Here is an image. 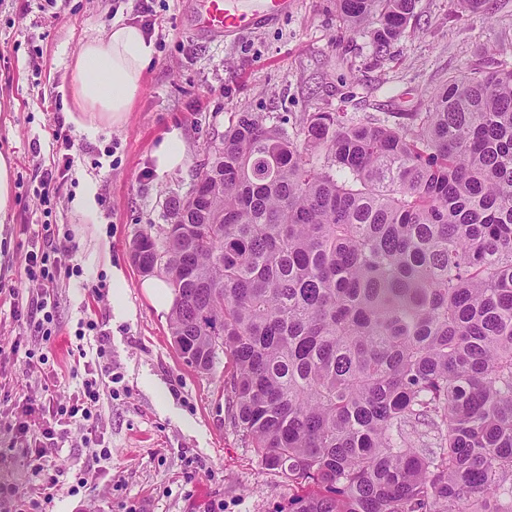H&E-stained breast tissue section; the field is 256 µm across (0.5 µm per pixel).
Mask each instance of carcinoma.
Listing matches in <instances>:
<instances>
[{
	"instance_id": "cac0c4a2",
	"label": "carcinoma",
	"mask_w": 512,
	"mask_h": 512,
	"mask_svg": "<svg viewBox=\"0 0 512 512\" xmlns=\"http://www.w3.org/2000/svg\"><path fill=\"white\" fill-rule=\"evenodd\" d=\"M383 51L415 0H336ZM242 112L168 206L170 332L232 372L281 512H512V68L450 76L411 122Z\"/></svg>"
}]
</instances>
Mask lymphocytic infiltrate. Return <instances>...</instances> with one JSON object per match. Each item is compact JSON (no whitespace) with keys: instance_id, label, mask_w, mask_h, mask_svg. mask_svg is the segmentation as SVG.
Listing matches in <instances>:
<instances>
[{"instance_id":"lymphocytic-infiltrate-1","label":"lymphocytic infiltrate","mask_w":512,"mask_h":512,"mask_svg":"<svg viewBox=\"0 0 512 512\" xmlns=\"http://www.w3.org/2000/svg\"><path fill=\"white\" fill-rule=\"evenodd\" d=\"M77 254L78 247L71 235L57 238L48 233L44 234L41 244L27 253L24 273L36 294L25 303L13 301L11 314L16 321H28L35 342L49 341L52 336L54 290L61 276L83 272L76 262ZM83 368L85 378L77 391L61 398L50 387H43L39 396H24L21 410L14 416L17 434L34 439V488L46 502L51 499V491L59 486L60 476L46 473L41 460L48 449L58 447L68 437L72 427L82 430L85 443L98 445L95 460L107 461L112 457L111 450L103 445L99 425L101 394L111 388L113 380L112 360L105 343H98L94 359L84 362Z\"/></svg>"}]
</instances>
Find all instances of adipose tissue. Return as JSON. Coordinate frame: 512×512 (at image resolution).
<instances>
[{
    "mask_svg": "<svg viewBox=\"0 0 512 512\" xmlns=\"http://www.w3.org/2000/svg\"><path fill=\"white\" fill-rule=\"evenodd\" d=\"M155 45L141 26L118 20L106 36L86 40L72 65L75 125L125 122L142 86Z\"/></svg>",
    "mask_w": 512,
    "mask_h": 512,
    "instance_id": "obj_1",
    "label": "adipose tissue"
}]
</instances>
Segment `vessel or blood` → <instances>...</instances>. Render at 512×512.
<instances>
[{"label": "vessel or blood", "mask_w": 512, "mask_h": 512, "mask_svg": "<svg viewBox=\"0 0 512 512\" xmlns=\"http://www.w3.org/2000/svg\"><path fill=\"white\" fill-rule=\"evenodd\" d=\"M289 0H199L194 18L197 30L219 34L236 35L262 22L274 21L285 15Z\"/></svg>", "instance_id": "vessel-or-blood-1"}]
</instances>
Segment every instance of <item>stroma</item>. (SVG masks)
Masks as SVG:
<instances>
[{"instance_id": "stroma-1", "label": "stroma", "mask_w": 512, "mask_h": 512, "mask_svg": "<svg viewBox=\"0 0 512 512\" xmlns=\"http://www.w3.org/2000/svg\"><path fill=\"white\" fill-rule=\"evenodd\" d=\"M144 4L153 14L155 55L132 112L119 127L73 125L67 87L82 44L106 35L116 19L138 20ZM495 4L475 16L458 0H417L381 58L368 30L340 23L336 0H294L279 22L228 39L194 28L197 0H0V153L13 160L15 198L0 226V287L28 296L25 257L45 224L73 235L83 267L55 290L41 373L0 361V512H19L32 479L29 443L12 428L18 395L48 384L63 397L80 386L74 356L80 342L93 340L80 333L91 319L109 338L119 378L99 408L112 460L93 488L80 487L94 448L72 429L46 458L48 469L63 471L65 488L43 512H278L286 505L287 480L261 465L234 423L227 359L202 374L176 351L170 314L147 294L129 245L166 224L170 201L185 196L239 113L344 112L397 127L424 111L448 77L512 66V52L490 47L496 34L512 33V0ZM58 125L69 130L72 148L53 140ZM174 130L188 159L161 174L153 152ZM45 169L62 183L47 203L38 181ZM89 188L94 204L84 209ZM71 486L77 494H68Z\"/></svg>"}]
</instances>
